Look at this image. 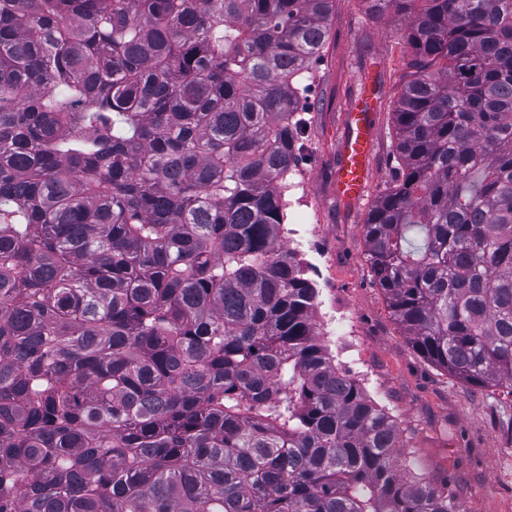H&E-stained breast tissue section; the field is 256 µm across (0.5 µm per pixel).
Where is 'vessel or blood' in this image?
Segmentation results:
<instances>
[{"label":"vessel or blood","mask_w":512,"mask_h":512,"mask_svg":"<svg viewBox=\"0 0 512 512\" xmlns=\"http://www.w3.org/2000/svg\"><path fill=\"white\" fill-rule=\"evenodd\" d=\"M375 110L364 96H357L347 114V133L336 164L337 196L348 203L358 201L370 178Z\"/></svg>","instance_id":"vessel-or-blood-1"}]
</instances>
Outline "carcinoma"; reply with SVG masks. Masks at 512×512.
Listing matches in <instances>:
<instances>
[{"label":"carcinoma","mask_w":512,"mask_h":512,"mask_svg":"<svg viewBox=\"0 0 512 512\" xmlns=\"http://www.w3.org/2000/svg\"><path fill=\"white\" fill-rule=\"evenodd\" d=\"M334 0H0V512H454L281 244ZM400 18L367 260L412 346L512 390V0Z\"/></svg>","instance_id":"obj_1"}]
</instances>
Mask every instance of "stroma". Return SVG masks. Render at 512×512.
I'll return each mask as SVG.
<instances>
[{"label": "stroma", "instance_id": "35a3bbf8", "mask_svg": "<svg viewBox=\"0 0 512 512\" xmlns=\"http://www.w3.org/2000/svg\"><path fill=\"white\" fill-rule=\"evenodd\" d=\"M396 15L375 20L362 0H336L329 36L311 78L297 95L307 128L289 181L285 227L299 212L313 232L300 257L319 291L314 314L334 312L338 333L352 347L326 337L337 366L357 379L400 427L408 462L447 485L456 512H512V392L477 388L421 357L393 320L367 262L364 224L375 200L393 184L392 112L408 55L397 38ZM369 85L377 118L371 178L356 203L336 195L334 171L355 89Z\"/></svg>", "mask_w": 512, "mask_h": 512}]
</instances>
